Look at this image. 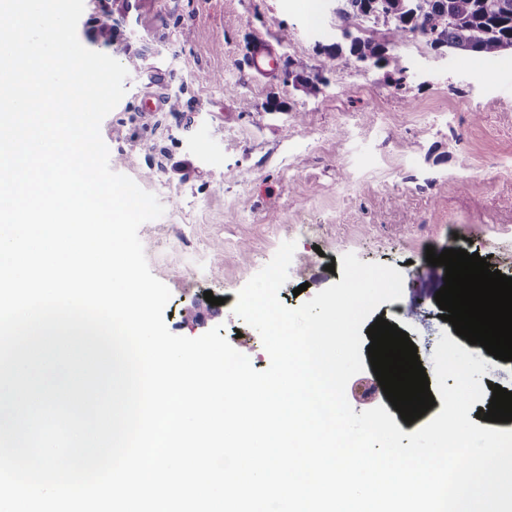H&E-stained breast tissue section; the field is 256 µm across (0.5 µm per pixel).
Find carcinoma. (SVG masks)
<instances>
[{"instance_id": "1", "label": "carcinoma", "mask_w": 512, "mask_h": 512, "mask_svg": "<svg viewBox=\"0 0 512 512\" xmlns=\"http://www.w3.org/2000/svg\"><path fill=\"white\" fill-rule=\"evenodd\" d=\"M372 2L345 0L337 10L342 27L347 30L355 25ZM382 5V13L370 23L375 34L366 36L359 27L348 50L338 44L321 48L323 59L314 73L302 60L290 57L285 79L302 81L317 92L323 73L347 67L352 57L383 65L388 48L414 36L434 49L447 47L486 56L512 50V0H383Z\"/></svg>"}]
</instances>
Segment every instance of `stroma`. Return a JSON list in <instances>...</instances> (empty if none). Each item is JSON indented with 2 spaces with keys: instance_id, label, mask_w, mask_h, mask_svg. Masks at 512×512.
Returning <instances> with one entry per match:
<instances>
[{
  "instance_id": "stroma-1",
  "label": "stroma",
  "mask_w": 512,
  "mask_h": 512,
  "mask_svg": "<svg viewBox=\"0 0 512 512\" xmlns=\"http://www.w3.org/2000/svg\"><path fill=\"white\" fill-rule=\"evenodd\" d=\"M337 5L321 0L312 19L301 0H87L77 36L129 72L100 132L114 171L165 207L139 237L171 291L170 332L195 338L220 327L267 369L259 333L234 308L292 241L278 293L289 308L340 282L327 266L347 253L401 271V299L375 313L408 333L430 375L440 334L453 327L434 300L445 269L428 264L427 248L479 253L512 277V51L490 65L412 39L390 49L383 68L354 60L326 73L317 93L285 83L288 58L316 68L318 46L341 41ZM100 19L112 25L111 43L95 36ZM259 49L278 69L254 68ZM402 73V90L389 87ZM147 93L178 100V111L141 112Z\"/></svg>"
}]
</instances>
